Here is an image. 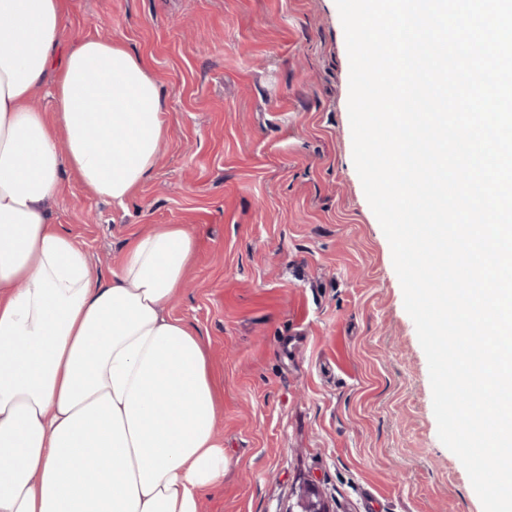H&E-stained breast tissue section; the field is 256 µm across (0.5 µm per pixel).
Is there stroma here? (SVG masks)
I'll list each match as a JSON object with an SVG mask.
<instances>
[{
    "instance_id": "obj_1",
    "label": "stroma",
    "mask_w": 512,
    "mask_h": 512,
    "mask_svg": "<svg viewBox=\"0 0 512 512\" xmlns=\"http://www.w3.org/2000/svg\"><path fill=\"white\" fill-rule=\"evenodd\" d=\"M109 37L156 80L166 140L125 207L63 169L51 221L110 278L158 224L197 239L169 311L224 389L227 468L199 512H483L438 437L428 363L353 162L335 0H68L64 43ZM294 509L289 512H330L319 490L313 484H304L295 494Z\"/></svg>"
}]
</instances>
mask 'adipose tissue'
<instances>
[{
	"instance_id": "ef3b65f1",
	"label": "adipose tissue",
	"mask_w": 512,
	"mask_h": 512,
	"mask_svg": "<svg viewBox=\"0 0 512 512\" xmlns=\"http://www.w3.org/2000/svg\"><path fill=\"white\" fill-rule=\"evenodd\" d=\"M66 0H0V512H198L224 480L221 391L168 312L196 254L164 224L111 278L49 221L62 167L125 206L158 163L161 93L121 44L64 46ZM54 85L52 118L30 101Z\"/></svg>"
}]
</instances>
